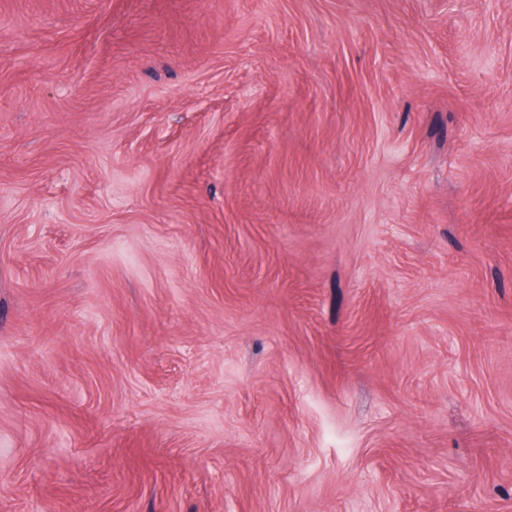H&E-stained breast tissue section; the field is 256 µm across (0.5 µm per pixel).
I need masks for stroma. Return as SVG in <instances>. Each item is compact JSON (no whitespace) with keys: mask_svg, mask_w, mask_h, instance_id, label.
<instances>
[{"mask_svg":"<svg viewBox=\"0 0 512 512\" xmlns=\"http://www.w3.org/2000/svg\"><path fill=\"white\" fill-rule=\"evenodd\" d=\"M0 512H512V0H0Z\"/></svg>","mask_w":512,"mask_h":512,"instance_id":"1","label":"stroma"}]
</instances>
